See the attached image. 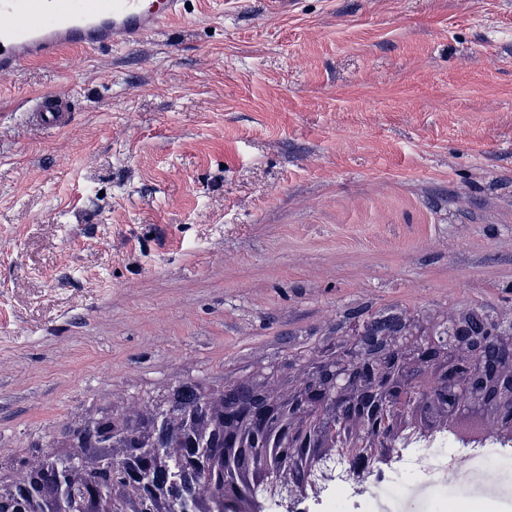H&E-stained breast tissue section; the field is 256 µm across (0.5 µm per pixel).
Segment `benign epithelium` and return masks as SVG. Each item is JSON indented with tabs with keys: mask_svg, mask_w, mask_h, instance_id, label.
Returning <instances> with one entry per match:
<instances>
[{
	"mask_svg": "<svg viewBox=\"0 0 512 512\" xmlns=\"http://www.w3.org/2000/svg\"><path fill=\"white\" fill-rule=\"evenodd\" d=\"M431 325L437 334L412 320H393L375 331L354 319L343 336L344 348L288 364V385L256 375L235 384L247 390L243 397L224 387L207 393L201 408L217 427L206 439L187 422L157 420L135 432L107 434L113 468L129 486L149 480L155 504L171 510L190 495L194 512H203L211 505L206 477L215 458L230 462L240 455L238 449L254 446L263 452L253 455L248 468L274 471L277 454L272 449L293 447L292 437L326 413L336 414L341 434L321 431L305 441L315 452L341 447L343 437L358 448L388 447L390 442L382 444L367 433L390 415V438L409 427L425 434L441 431L478 411L489 430L512 440V312L484 324L475 312L461 309ZM96 421L95 415L86 418L82 433L65 437L68 447L95 442ZM133 446L151 452L149 471L131 465ZM93 468L91 460L76 454L69 485L55 497H32L25 482L12 479L0 481V498L26 499L24 512H71L70 499L79 495ZM246 469L225 468L224 498L233 512H261L262 505L251 497ZM94 500V512H114L119 503L110 485L96 489Z\"/></svg>",
	"mask_w": 512,
	"mask_h": 512,
	"instance_id": "benign-epithelium-1",
	"label": "benign epithelium"
}]
</instances>
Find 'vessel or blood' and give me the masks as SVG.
<instances>
[{
  "mask_svg": "<svg viewBox=\"0 0 512 512\" xmlns=\"http://www.w3.org/2000/svg\"><path fill=\"white\" fill-rule=\"evenodd\" d=\"M186 0H0V76L71 49L130 48L185 11ZM66 102L41 96L32 118L65 127Z\"/></svg>",
  "mask_w": 512,
  "mask_h": 512,
  "instance_id": "obj_1",
  "label": "vessel or blood"
}]
</instances>
